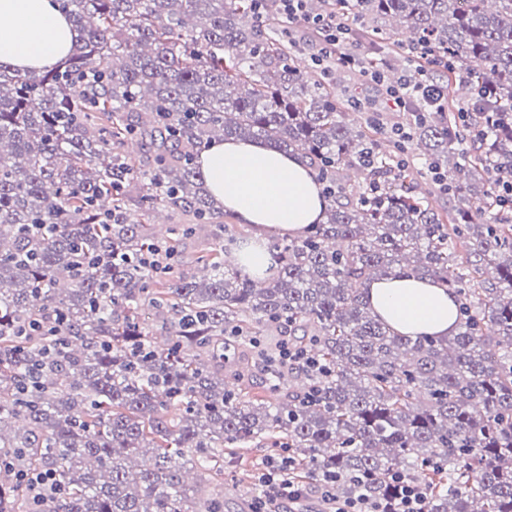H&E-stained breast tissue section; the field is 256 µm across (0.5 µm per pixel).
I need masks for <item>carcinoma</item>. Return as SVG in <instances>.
Segmentation results:
<instances>
[{
  "mask_svg": "<svg viewBox=\"0 0 512 512\" xmlns=\"http://www.w3.org/2000/svg\"><path fill=\"white\" fill-rule=\"evenodd\" d=\"M55 3L76 33L66 57L0 64V512H224L216 450L249 445L286 452L297 483L336 477L339 500L360 477L394 505L402 478L428 512H512V0H308L363 37L380 20L409 33L443 78L445 111L408 117L387 149L334 70L307 75L290 37L265 35L253 0ZM229 138L299 155L327 200L321 223L267 242L264 282L224 263L244 230L182 249L213 225L199 157ZM419 149L445 216L401 162ZM475 199L495 223H473ZM160 209L191 223L158 234L142 220ZM396 272L456 294L455 335L375 315L363 288ZM286 343L319 368L263 372ZM22 471L54 487L37 497Z\"/></svg>",
  "mask_w": 512,
  "mask_h": 512,
  "instance_id": "1",
  "label": "carcinoma"
}]
</instances>
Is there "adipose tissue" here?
<instances>
[{
	"label": "adipose tissue",
	"instance_id": "ef3b65f1",
	"mask_svg": "<svg viewBox=\"0 0 512 512\" xmlns=\"http://www.w3.org/2000/svg\"><path fill=\"white\" fill-rule=\"evenodd\" d=\"M71 26L51 0H0V62L41 70L64 58ZM213 199L254 237H296L320 222L325 203L306 163L263 143L229 139L200 158ZM373 310L407 336L448 337L456 332L453 293L431 280L389 277L367 290Z\"/></svg>",
	"mask_w": 512,
	"mask_h": 512
}]
</instances>
